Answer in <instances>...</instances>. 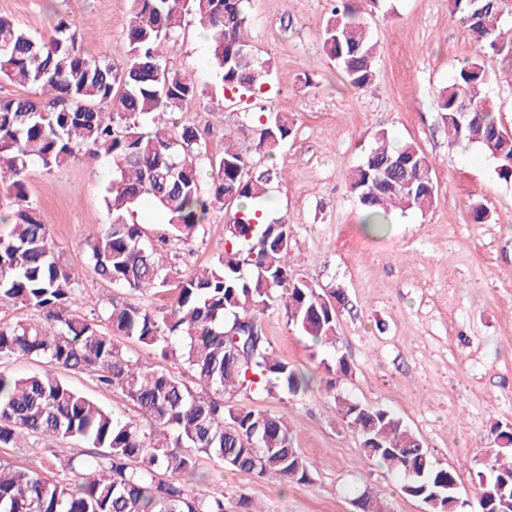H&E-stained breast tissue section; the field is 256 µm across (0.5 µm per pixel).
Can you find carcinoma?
I'll return each mask as SVG.
<instances>
[{
	"instance_id": "cac0c4a2",
	"label": "carcinoma",
	"mask_w": 512,
	"mask_h": 512,
	"mask_svg": "<svg viewBox=\"0 0 512 512\" xmlns=\"http://www.w3.org/2000/svg\"><path fill=\"white\" fill-rule=\"evenodd\" d=\"M380 0H332L323 49L344 81L368 90L377 77L375 44L366 15ZM509 0H452L474 53L438 93L448 144L476 145L495 162L497 178L512 183V132L494 103L481 95L486 58L512 59ZM249 0H132L126 61L116 66L88 54L72 23L61 19L38 39L0 16V80L30 87L0 97V188L15 209L0 230V306L26 312L0 319V365L39 363L24 375L0 371V447L31 440L75 441L84 448L46 462L53 477L0 459V512H224V496L195 491L189 479L211 460L233 471L282 482L310 481L312 463L296 448L279 416L236 403L242 394L307 392L313 378L270 351L259 316L281 307L289 325L326 348L320 364L347 375L336 350L339 290L294 276L292 225L262 208L263 175L249 174L255 156L270 158L293 133L285 113H245L251 142L230 141L212 154L201 134L175 116L208 97L215 108L240 98L269 76L255 66L247 30ZM209 32L216 84L199 86L167 68L166 54L187 17ZM112 162L104 196L110 220L89 243L93 271L119 295L106 304L83 294L71 268L50 242V230L29 201L26 175L71 160ZM348 187L375 233L397 211L425 212L436 200L433 163L414 143L392 147L387 134L352 169ZM168 216L177 237L190 238L211 206L229 210L224 253L200 273L181 274L163 261L129 220L143 200ZM166 293L155 309L144 299ZM181 362L175 375L133 356L126 342ZM84 375L117 391L135 409L118 415L73 388L61 375ZM336 413L353 429L364 456L401 474V491L430 512H463L460 471L435 463L422 439L395 413L335 391ZM498 447L476 472L481 512H512V424L494 427ZM359 512H382V499L362 492Z\"/></svg>"
}]
</instances>
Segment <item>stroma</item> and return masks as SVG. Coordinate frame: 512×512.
I'll return each instance as SVG.
<instances>
[{
    "label": "stroma",
    "mask_w": 512,
    "mask_h": 512,
    "mask_svg": "<svg viewBox=\"0 0 512 512\" xmlns=\"http://www.w3.org/2000/svg\"><path fill=\"white\" fill-rule=\"evenodd\" d=\"M329 11L328 0H251L248 36L257 65L270 71L267 82L252 97L225 102L222 111L201 100L179 119L204 131L216 153L225 139L253 138L245 111L265 107L292 118L288 142L256 168L278 173L267 207L271 217H286L294 227L293 274L345 294L336 347L352 371L337 378L336 389L400 416L439 465L460 470L465 512H480L474 475L486 449L496 445L492 426L512 423V184L490 177L495 161L478 148L449 146L437 100L474 46L448 0H383L369 20L377 79L359 91L343 82L324 53ZM130 13L131 0H0V14L45 38L57 15L69 16L82 47L117 65L125 59ZM209 57L210 46L191 20L167 63L205 87L213 81ZM486 68L484 92L512 131L506 81L512 65L491 57ZM379 129L391 144L415 142L432 160L437 197L425 213H394L383 234L369 236L347 179ZM111 178L104 160H73L49 171L35 164L27 174L29 199L63 261L79 272L86 294L103 300L113 288L94 273L88 242L107 218ZM476 200L487 207L488 223H473ZM134 219L182 273L224 251V207H211L203 227L186 240L172 238L167 217L150 203L141 204ZM261 324L274 353L314 375L315 384L298 397L251 394L241 402L289 424L296 447L313 463L312 479L287 484L203 461L206 488L223 494L224 512H242L243 498L264 512H356L354 500L366 489L380 495L386 512H425L421 501L401 491L396 474L365 459L334 409L325 387L329 375L312 360L311 341L281 312L268 311ZM75 448L43 440L0 448V459L40 472L49 451L70 455Z\"/></svg>",
    "instance_id": "obj_1"
}]
</instances>
